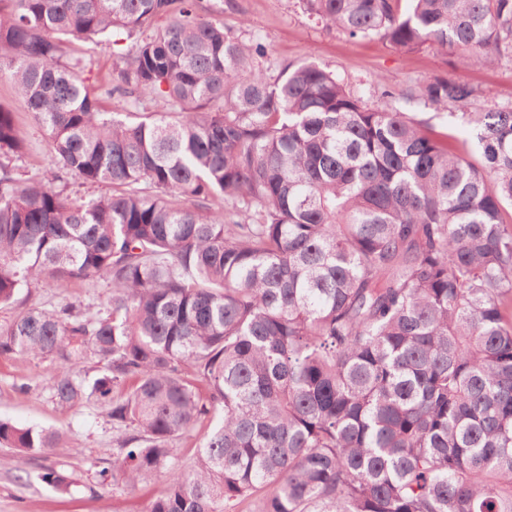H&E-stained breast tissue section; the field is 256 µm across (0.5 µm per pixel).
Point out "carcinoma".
<instances>
[{"mask_svg": "<svg viewBox=\"0 0 512 512\" xmlns=\"http://www.w3.org/2000/svg\"><path fill=\"white\" fill-rule=\"evenodd\" d=\"M408 2L300 0L401 52L512 59V0ZM104 34L106 93L170 111H100L61 57ZM265 54L197 0H0V76L57 169L111 188L86 200L21 180L0 106V304L47 275L111 288L96 312L23 310L0 355L51 359L62 406L95 398L112 484L165 478L147 512H512V106L467 112L480 92L454 77L383 88L462 110L475 162L315 63L268 77ZM205 419L185 470L176 444ZM58 440L0 420L2 446Z\"/></svg>", "mask_w": 512, "mask_h": 512, "instance_id": "obj_1", "label": "carcinoma"}]
</instances>
